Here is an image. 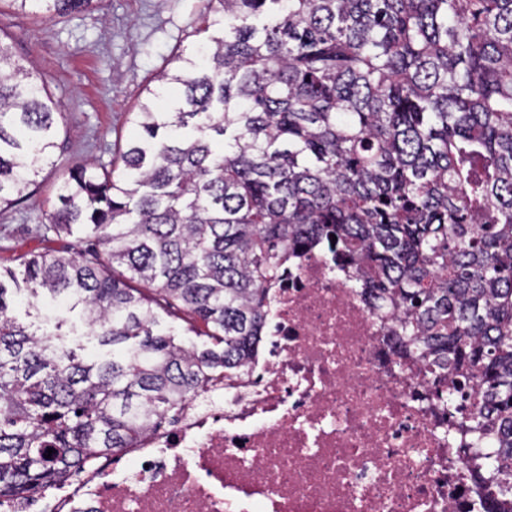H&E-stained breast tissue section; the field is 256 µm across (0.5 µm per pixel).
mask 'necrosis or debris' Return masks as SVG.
Instances as JSON below:
<instances>
[{
  "mask_svg": "<svg viewBox=\"0 0 512 512\" xmlns=\"http://www.w3.org/2000/svg\"><path fill=\"white\" fill-rule=\"evenodd\" d=\"M265 307L257 356L206 374L171 427L0 512H494V450L463 455L462 414L333 254L289 258Z\"/></svg>",
  "mask_w": 512,
  "mask_h": 512,
  "instance_id": "obj_1",
  "label": "necrosis or debris"
}]
</instances>
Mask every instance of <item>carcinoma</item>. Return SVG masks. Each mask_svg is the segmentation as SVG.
Segmentation results:
<instances>
[{
	"mask_svg": "<svg viewBox=\"0 0 512 512\" xmlns=\"http://www.w3.org/2000/svg\"><path fill=\"white\" fill-rule=\"evenodd\" d=\"M7 2L51 20L96 0ZM209 3L201 32L224 35L159 75L165 106L149 92L137 137L57 185L48 230L81 226L92 247L0 270V496L133 447L205 372L235 373L266 283L317 243L390 300L400 354L495 437L492 480L512 494V0ZM60 111L0 38V207L32 195ZM11 292L37 312L67 301L112 358L20 322ZM162 303L214 346L162 328Z\"/></svg>",
	"mask_w": 512,
	"mask_h": 512,
	"instance_id": "carcinoma-1",
	"label": "carcinoma"
}]
</instances>
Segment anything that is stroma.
Returning a JSON list of instances; mask_svg holds the SVG:
<instances>
[{
    "mask_svg": "<svg viewBox=\"0 0 512 512\" xmlns=\"http://www.w3.org/2000/svg\"><path fill=\"white\" fill-rule=\"evenodd\" d=\"M206 6V0H97L92 10L42 21L0 0V39L39 74L63 112L38 190L22 207L0 210V267H13L23 253L84 247V230L60 238L47 229L58 183L74 163L108 162L110 147L129 139L128 112L177 55L200 41Z\"/></svg>",
    "mask_w": 512,
    "mask_h": 512,
    "instance_id": "obj_1",
    "label": "stroma"
}]
</instances>
